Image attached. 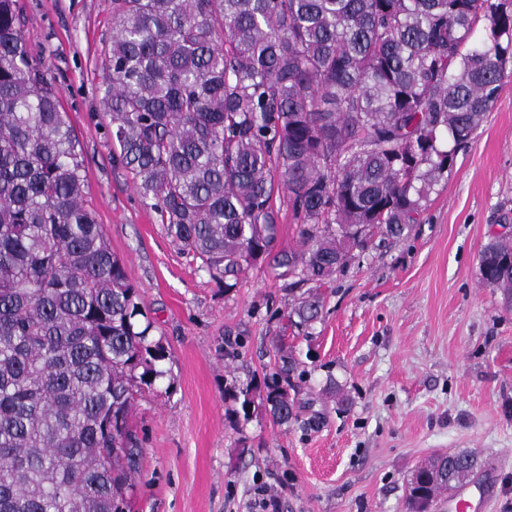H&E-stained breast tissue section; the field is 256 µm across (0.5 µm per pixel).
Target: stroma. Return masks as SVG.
<instances>
[{
  "mask_svg": "<svg viewBox=\"0 0 512 512\" xmlns=\"http://www.w3.org/2000/svg\"><path fill=\"white\" fill-rule=\"evenodd\" d=\"M18 3L83 147L86 201L168 344L172 386L145 392L132 416L133 512H263L272 495L277 512H407L414 469L448 451L496 464L487 512H512V309L478 267L482 246L512 231V76L422 223L320 288L322 316L305 327L270 267L224 292L113 162L99 105L112 0ZM285 353L301 368L297 421L226 419L225 379L262 383Z\"/></svg>",
  "mask_w": 512,
  "mask_h": 512,
  "instance_id": "1",
  "label": "stroma"
}]
</instances>
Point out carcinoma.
Wrapping results in <instances>:
<instances>
[{"label": "carcinoma", "instance_id": "cac0c4a2", "mask_svg": "<svg viewBox=\"0 0 512 512\" xmlns=\"http://www.w3.org/2000/svg\"><path fill=\"white\" fill-rule=\"evenodd\" d=\"M488 0H113L101 103L113 159L181 250L228 292L267 263L319 288L376 234L399 238L497 102L512 13ZM0 0V512H131L135 399L167 376L164 338L85 201L67 112ZM486 37L473 38L479 22ZM288 194L302 248L277 241ZM489 240L483 279L512 309ZM317 294L291 308L301 324ZM283 360L225 382L229 417L296 419ZM477 460L438 455L408 499Z\"/></svg>", "mask_w": 512, "mask_h": 512}]
</instances>
